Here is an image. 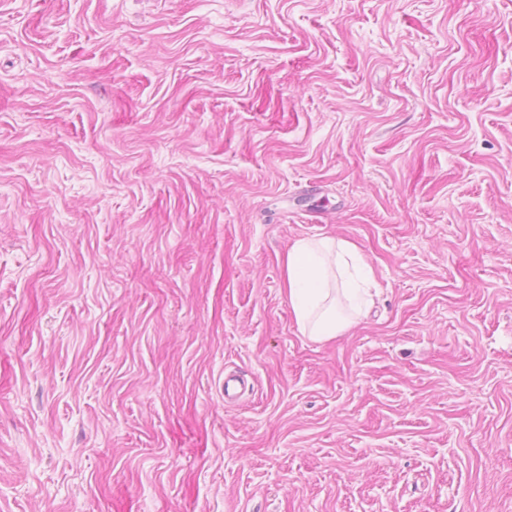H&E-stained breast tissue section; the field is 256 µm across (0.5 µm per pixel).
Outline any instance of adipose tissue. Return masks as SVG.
<instances>
[{
	"mask_svg": "<svg viewBox=\"0 0 512 512\" xmlns=\"http://www.w3.org/2000/svg\"><path fill=\"white\" fill-rule=\"evenodd\" d=\"M285 274L298 329L312 341H327L348 331L369 304L371 267L347 240H295L288 249Z\"/></svg>",
	"mask_w": 512,
	"mask_h": 512,
	"instance_id": "adipose-tissue-1",
	"label": "adipose tissue"
}]
</instances>
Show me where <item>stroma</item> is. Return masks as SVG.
Segmentation results:
<instances>
[{
    "instance_id": "1",
    "label": "stroma",
    "mask_w": 512,
    "mask_h": 512,
    "mask_svg": "<svg viewBox=\"0 0 512 512\" xmlns=\"http://www.w3.org/2000/svg\"><path fill=\"white\" fill-rule=\"evenodd\" d=\"M0 512H512V0H0ZM285 274L298 329L312 341H327L348 331L369 304L371 267L347 240H295L288 249Z\"/></svg>"
}]
</instances>
